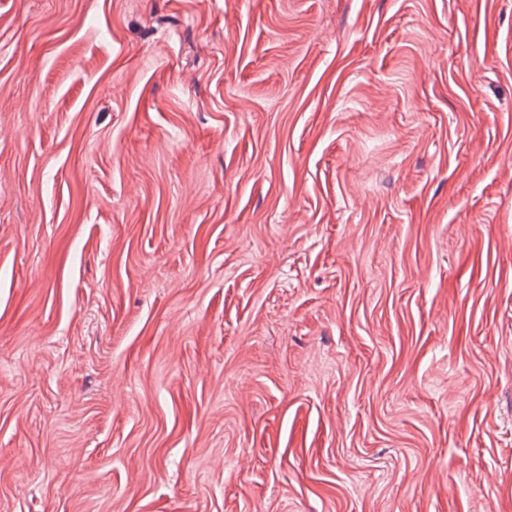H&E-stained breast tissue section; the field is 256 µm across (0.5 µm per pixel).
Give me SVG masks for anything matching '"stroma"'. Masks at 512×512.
<instances>
[{
  "label": "stroma",
  "mask_w": 512,
  "mask_h": 512,
  "mask_svg": "<svg viewBox=\"0 0 512 512\" xmlns=\"http://www.w3.org/2000/svg\"><path fill=\"white\" fill-rule=\"evenodd\" d=\"M0 512H512V0H0Z\"/></svg>",
  "instance_id": "stroma-1"
}]
</instances>
